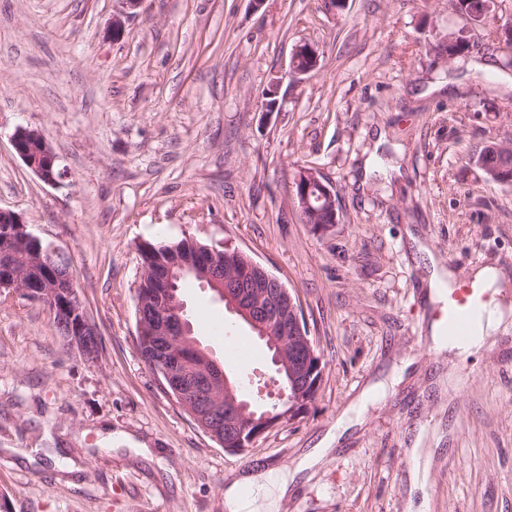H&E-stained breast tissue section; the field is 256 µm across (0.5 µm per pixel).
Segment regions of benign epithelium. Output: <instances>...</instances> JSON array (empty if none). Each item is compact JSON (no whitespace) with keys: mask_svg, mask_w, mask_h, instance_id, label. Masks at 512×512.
Instances as JSON below:
<instances>
[{"mask_svg":"<svg viewBox=\"0 0 512 512\" xmlns=\"http://www.w3.org/2000/svg\"><path fill=\"white\" fill-rule=\"evenodd\" d=\"M318 47L304 43L292 54L291 74L304 75L317 69ZM14 150L25 166L43 182L56 185L65 177L52 146L35 129L19 128L12 137ZM297 209L309 214V223L320 230L336 221V192L309 168L295 178ZM0 238L20 240L28 247L34 264L50 258L57 277L33 290L26 285V273L14 265V256L0 250V289L17 291L27 297L53 303L56 322L65 335L73 337L71 347L80 353L96 351L98 331L90 322L78 295L70 266L60 260L12 212L0 209ZM224 302V308L246 324L272 351L276 373L288 381V393H279L274 405H257L248 400L238 377L223 369L197 340L186 317V306L178 295L175 280L183 273ZM137 342L154 350L152 367L163 389L191 415L207 435L228 452L244 454L268 430L305 413L316 398L323 367L322 358L309 336L298 300L288 288L244 252L227 245L220 250L206 248L194 260L169 267L164 288H137ZM192 340L199 359L193 371L186 368L182 344Z\"/></svg>","mask_w":512,"mask_h":512,"instance_id":"7a95c632","label":"benign epithelium"}]
</instances>
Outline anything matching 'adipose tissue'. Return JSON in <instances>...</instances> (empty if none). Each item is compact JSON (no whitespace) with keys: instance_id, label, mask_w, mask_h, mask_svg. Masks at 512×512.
<instances>
[{"instance_id":"ef3b65f1","label":"adipose tissue","mask_w":512,"mask_h":512,"mask_svg":"<svg viewBox=\"0 0 512 512\" xmlns=\"http://www.w3.org/2000/svg\"><path fill=\"white\" fill-rule=\"evenodd\" d=\"M512 318V308L501 304L491 309L488 314L481 316L473 325L469 336L464 341L446 340L441 331H433L432 343L437 352L448 351L459 355L468 354L480 349L486 339L492 336L499 327ZM356 418L346 417L339 419L336 430L327 434L319 448L305 454L293 469L258 468L236 477L224 489V512H278L279 504L288 491V478L290 471H303L315 466L324 456L327 449L337 441L338 435L348 428L355 426ZM259 490V497L246 499L244 489Z\"/></svg>"}]
</instances>
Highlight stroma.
<instances>
[{
    "label": "stroma",
    "instance_id": "35a3bbf8",
    "mask_svg": "<svg viewBox=\"0 0 512 512\" xmlns=\"http://www.w3.org/2000/svg\"><path fill=\"white\" fill-rule=\"evenodd\" d=\"M464 25L448 0L336 13L322 0H142L128 13L120 0H0V208L70 265L101 339L85 360L47 307L0 292V512H224L230 480L292 465L356 402L362 425L290 483L279 512H512V320L470 356L435 354L409 245L417 235L459 279L496 267L512 305V184L468 159L512 145V0H494L473 52L436 57ZM304 43L320 64L297 77ZM21 126L58 155L59 184L16 155ZM303 166L336 191L322 233L296 208ZM184 238L232 245L280 279L325 364L308 412L243 455L137 350L138 247ZM182 297L238 371L224 335L247 328L200 284ZM419 446L438 454L415 489ZM303 54H307L312 62L307 67L298 68L297 62L299 60V57H301ZM291 59H292V63H291V67H290L291 74L304 75V74H308V73L314 71L315 69H317V67L319 65V61H320V52H319L318 47H316L312 44L304 43V44L298 45L295 48Z\"/></svg>",
    "mask_w": 512,
    "mask_h": 512
}]
</instances>
